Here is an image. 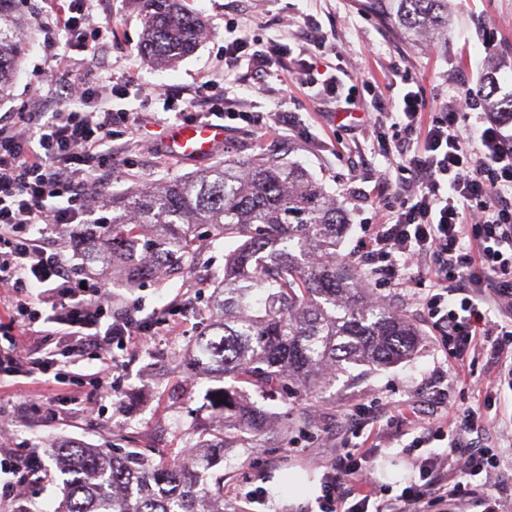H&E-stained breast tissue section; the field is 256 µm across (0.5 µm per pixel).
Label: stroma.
<instances>
[{
    "instance_id": "35a3bbf8",
    "label": "stroma",
    "mask_w": 512,
    "mask_h": 512,
    "mask_svg": "<svg viewBox=\"0 0 512 512\" xmlns=\"http://www.w3.org/2000/svg\"><path fill=\"white\" fill-rule=\"evenodd\" d=\"M359 0H183L184 7L205 22L202 39L193 53L175 65L164 66L140 52L143 20L139 0H111L108 11H96L95 25L104 32L102 56L79 51L74 39L56 27H43L34 13L38 0H18L19 36L25 50L9 96L0 100V113L24 111L32 91L40 86L48 54H55L61 73L70 62L83 59L84 69L97 77L116 72L125 76L128 98L113 100L114 108H134L133 98L143 86L165 85L180 92L193 90L199 75L224 67V25L236 19L249 37L252 49L278 43L284 48L288 69L284 81L257 83L251 69L239 64L227 82L231 96L239 98L258 126L246 131L242 122L225 121L221 148L200 159H179L166 150L164 138L177 120L143 127L125 149L115 152L112 178L101 188L92 206L111 216L113 194L154 191L165 182L210 170L227 159H245L261 153L283 166L300 168L313 175L338 200L346 224L336 252H356L364 227L376 223L374 208L358 204L349 185L370 193H394L401 176L400 159L391 142V115L402 92L396 76L410 77L412 88L421 90L432 103L447 100L457 77L480 82L488 64H496L504 88H512V0H448L451 22L442 34L406 37L376 15L360 10ZM316 28L336 40L340 54H316L304 49L299 34ZM374 45V54L364 52ZM319 70L364 74L370 84L359 91L357 118L345 114L347 86L336 94H312L292 75L298 60ZM300 113L305 127L285 136L262 131L275 111ZM237 245L228 239L197 254L182 274L160 268L145 283L128 285L113 281L116 298L139 301L145 312L171 311L169 326L159 335L130 349L117 350L124 370L118 397L101 399L102 418L68 415L45 424L36 419L21 421L14 411L29 393L0 389V429L8 430L24 453L47 459L53 440L68 439L115 454L134 447L176 455L185 448L197 426L219 427L208 395L221 379L196 372L189 353L194 336L206 318L210 283L224 268V256ZM386 304L403 314L417 329L419 343L413 353L388 366H349L346 373L324 390L319 399L279 396L264 404L267 413L265 453L253 456L248 448L224 451V504L239 506L242 492L263 487L265 503L251 504V512H314L315 497L289 495L286 486L273 482L282 471L298 468L322 479L325 465L349 438L352 414L361 406L378 411L394 408L423 410L427 386L436 378L453 379L454 370L435 331L425 321L419 305L396 288H385ZM306 412L310 426L286 431L288 415ZM415 432L408 427L392 430L386 447L360 437L359 444L375 448L374 479L394 492L417 480V456L407 446Z\"/></svg>"
}]
</instances>
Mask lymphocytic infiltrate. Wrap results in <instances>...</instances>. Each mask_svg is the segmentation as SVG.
<instances>
[{"mask_svg": "<svg viewBox=\"0 0 512 512\" xmlns=\"http://www.w3.org/2000/svg\"><path fill=\"white\" fill-rule=\"evenodd\" d=\"M91 2L62 0L56 17L85 52L95 50L98 37L88 28ZM226 31L225 61H247L263 82L277 76L279 45L254 51L244 30L230 25ZM224 79L202 75L187 100L162 87L139 95L188 122L214 116L253 125L251 113L226 108L217 96ZM44 84L25 111L0 114V310L8 316L0 322V385L18 377L46 384L52 397L28 404L55 419L76 402L58 390L80 358L89 354L102 365L84 396L90 414L96 398L111 395L113 376L123 369L113 346L154 335L164 321L156 313L139 316L135 305L115 306L106 280L72 264L61 238L65 225L91 224V196L112 176V144L132 135L144 113L113 108L123 86L95 87L87 73L69 75L58 96L48 92L54 73ZM477 96L463 78L439 105L413 90L403 94L393 124L399 168L407 174L403 201L365 227L362 264L387 285L415 291L457 368L473 370L485 346L494 360L493 372L471 384L482 407H456L450 390L435 384L423 412L385 417L368 405L358 409L353 435L367 431L382 441L396 423L416 430L413 447L448 443L447 457L421 459L418 482L399 496L404 512L476 497L484 512H504V501L486 485L504 465L499 447L485 440L500 420L482 408L512 390V125L495 118L471 123ZM489 302L498 319H490ZM371 459L358 448L337 453L326 467L319 512H387Z\"/></svg>", "mask_w": 512, "mask_h": 512, "instance_id": "f902f5d3", "label": "lymphocytic infiltrate"}]
</instances>
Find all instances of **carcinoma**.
I'll use <instances>...</instances> for the list:
<instances>
[{
  "label": "carcinoma",
  "instance_id": "cac0c4a2",
  "mask_svg": "<svg viewBox=\"0 0 512 512\" xmlns=\"http://www.w3.org/2000/svg\"><path fill=\"white\" fill-rule=\"evenodd\" d=\"M140 3L149 59L174 63L194 51L203 25L181 0ZM365 7L408 36L448 30V0H367ZM17 25L16 0H0V98L24 52ZM482 85L487 110L512 115V92L501 94L496 66ZM333 199L311 176L266 156L112 198V223L99 228L86 259L112 266L117 279H147L158 266L182 270L203 248L247 237L224 257L193 344L198 370L234 385L214 390L223 426L194 431L191 467L179 455L155 462L73 442L53 448L63 488L56 512H224V449L264 447L263 406L242 392L256 387L271 396L295 382L315 398L347 364L385 366L414 351L413 325L370 298L339 261L343 216ZM199 224L211 227L210 240L196 235Z\"/></svg>",
  "mask_w": 512,
  "mask_h": 512
}]
</instances>
